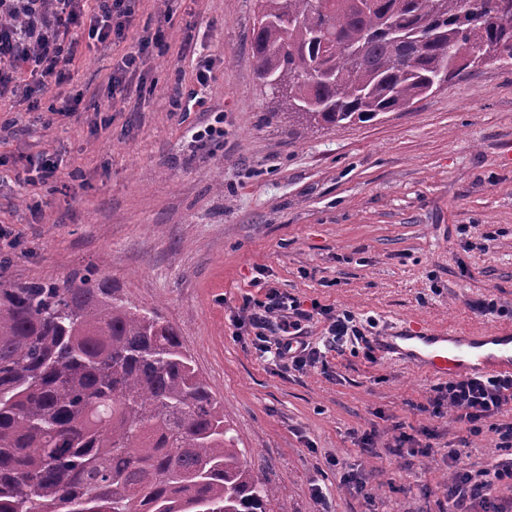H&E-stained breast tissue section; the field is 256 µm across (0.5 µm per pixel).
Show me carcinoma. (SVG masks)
<instances>
[{
	"label": "carcinoma",
	"mask_w": 512,
	"mask_h": 512,
	"mask_svg": "<svg viewBox=\"0 0 512 512\" xmlns=\"http://www.w3.org/2000/svg\"><path fill=\"white\" fill-rule=\"evenodd\" d=\"M256 0L253 56L288 122L408 108L460 72L512 61V0ZM178 330L154 308L0 272V512H267Z\"/></svg>",
	"instance_id": "1"
}]
</instances>
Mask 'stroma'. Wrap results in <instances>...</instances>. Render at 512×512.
Here are the masks:
<instances>
[{"label": "stroma", "mask_w": 512, "mask_h": 512, "mask_svg": "<svg viewBox=\"0 0 512 512\" xmlns=\"http://www.w3.org/2000/svg\"><path fill=\"white\" fill-rule=\"evenodd\" d=\"M137 0L125 40L83 49L66 88L73 115L0 100V258L12 283L77 281L116 289L176 326L224 408L245 458L277 493L267 512H448V451L472 474L507 457L494 434L470 437L450 413L418 412L439 378L344 348L297 372L260 354L233 317L265 267L280 292L371 319L382 332L512 326V67L463 71L408 111L339 127L289 125L252 57L255 0ZM168 50L142 90L112 99L107 77L145 32ZM213 60L202 104L185 41ZM224 136L195 133L216 120ZM58 163L43 180L32 159ZM40 203L41 218L29 206ZM491 299L483 315L472 304ZM427 453L389 452L399 432ZM374 433L375 450L360 446ZM369 479L366 496L342 483ZM322 488L324 502L313 491Z\"/></svg>", "instance_id": "35a3bbf8"}]
</instances>
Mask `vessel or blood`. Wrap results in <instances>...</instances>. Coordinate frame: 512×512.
<instances>
[{
    "label": "vessel or blood",
    "mask_w": 512,
    "mask_h": 512,
    "mask_svg": "<svg viewBox=\"0 0 512 512\" xmlns=\"http://www.w3.org/2000/svg\"><path fill=\"white\" fill-rule=\"evenodd\" d=\"M384 357L407 362L435 377L512 373V329L470 334L408 324L375 341Z\"/></svg>",
    "instance_id": "obj_1"
}]
</instances>
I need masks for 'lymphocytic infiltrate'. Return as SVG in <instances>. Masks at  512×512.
I'll use <instances>...</instances> for the list:
<instances>
[{
  "label": "lymphocytic infiltrate",
  "mask_w": 512,
  "mask_h": 512,
  "mask_svg": "<svg viewBox=\"0 0 512 512\" xmlns=\"http://www.w3.org/2000/svg\"><path fill=\"white\" fill-rule=\"evenodd\" d=\"M130 14L129 0H0V99L18 95L29 99L38 92L62 89L80 38L101 45L112 43L121 33L116 18ZM161 44L158 35L138 38L108 79L113 96L129 92L141 77L146 56ZM253 284L264 288V296L243 303L237 327L252 332L255 349L272 354L280 364L304 371L344 344L368 346L366 330L351 312L317 303L306 309L299 300L264 285L261 277H254ZM317 315L327 324L319 346L306 339L307 325ZM511 401V374L476 375L436 388L417 410L432 417L449 411L468 435L494 433L497 447L508 450L512 448V422L498 423L494 417ZM459 459V449H449L448 512H473L475 503L487 501L494 484L512 482V458L496 463L479 478L461 468Z\"/></svg>",
  "instance_id": "obj_1"
}]
</instances>
